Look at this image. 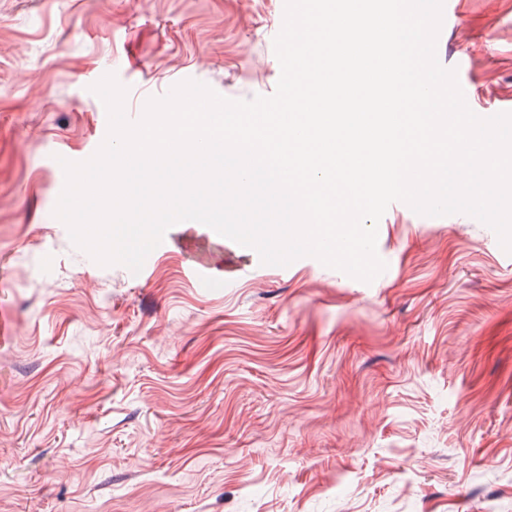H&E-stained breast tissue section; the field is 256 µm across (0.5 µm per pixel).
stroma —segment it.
Listing matches in <instances>:
<instances>
[{
	"label": "stroma",
	"mask_w": 512,
	"mask_h": 512,
	"mask_svg": "<svg viewBox=\"0 0 512 512\" xmlns=\"http://www.w3.org/2000/svg\"><path fill=\"white\" fill-rule=\"evenodd\" d=\"M285 0H0V512H512V254L392 203L366 283L191 221L141 274L53 210L57 160L187 79L269 96ZM437 58L512 112V0H444ZM222 285L202 287L200 273Z\"/></svg>",
	"instance_id": "35a3bbf8"
}]
</instances>
